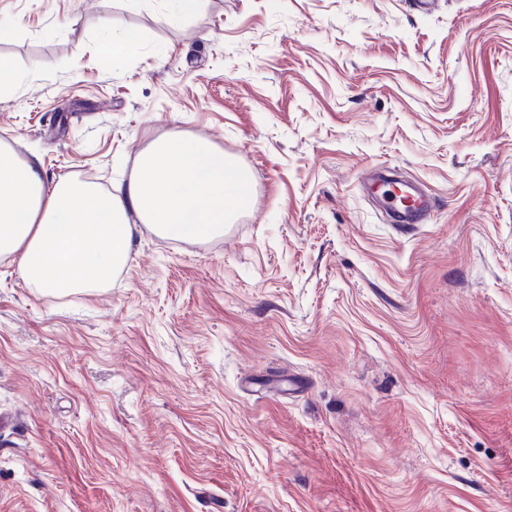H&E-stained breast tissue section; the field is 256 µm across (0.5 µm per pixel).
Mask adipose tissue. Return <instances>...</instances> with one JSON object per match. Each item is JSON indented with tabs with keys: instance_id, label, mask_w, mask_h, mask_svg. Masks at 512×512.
Listing matches in <instances>:
<instances>
[{
	"instance_id": "adipose-tissue-1",
	"label": "adipose tissue",
	"mask_w": 512,
	"mask_h": 512,
	"mask_svg": "<svg viewBox=\"0 0 512 512\" xmlns=\"http://www.w3.org/2000/svg\"><path fill=\"white\" fill-rule=\"evenodd\" d=\"M248 171L209 141L154 140L134 173L110 189L48 181L38 157L0 144V258L48 295L101 288L126 265L138 225L159 236L207 241L252 202Z\"/></svg>"
}]
</instances>
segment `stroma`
<instances>
[{
  "label": "stroma",
  "instance_id": "1",
  "mask_svg": "<svg viewBox=\"0 0 512 512\" xmlns=\"http://www.w3.org/2000/svg\"><path fill=\"white\" fill-rule=\"evenodd\" d=\"M0 68L48 179L180 132L256 187L107 288L0 260V512H512V0H0ZM140 37L135 31H127L122 37L102 45L101 54L106 59H112L117 63L121 59L135 53L139 48Z\"/></svg>",
  "mask_w": 512,
  "mask_h": 512
}]
</instances>
